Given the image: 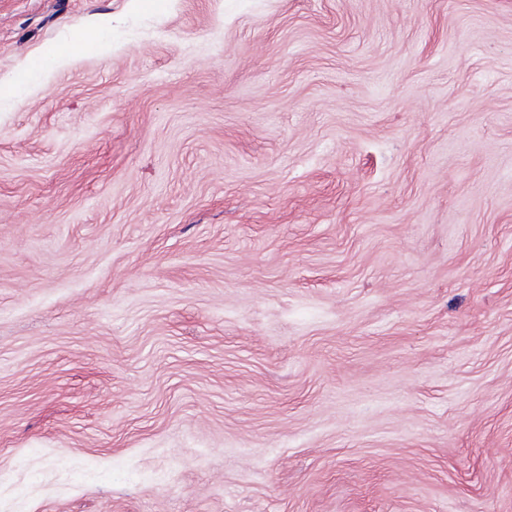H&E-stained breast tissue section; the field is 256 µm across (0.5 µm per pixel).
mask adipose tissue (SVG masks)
Returning a JSON list of instances; mask_svg holds the SVG:
<instances>
[{"mask_svg": "<svg viewBox=\"0 0 512 512\" xmlns=\"http://www.w3.org/2000/svg\"><path fill=\"white\" fill-rule=\"evenodd\" d=\"M108 47V42L86 38L47 46L15 75L7 90L0 91V100L19 102L30 93L32 87L40 84L47 72L53 68L76 56L104 53Z\"/></svg>", "mask_w": 512, "mask_h": 512, "instance_id": "ef3b65f1", "label": "adipose tissue"}]
</instances>
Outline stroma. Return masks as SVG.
<instances>
[{"mask_svg":"<svg viewBox=\"0 0 512 512\" xmlns=\"http://www.w3.org/2000/svg\"><path fill=\"white\" fill-rule=\"evenodd\" d=\"M0 512H512V0H0ZM110 46L108 42L86 38L49 45L15 75L6 91L0 90V100L19 102L30 93L32 87L40 84L47 72L53 68L68 62L72 57L104 53Z\"/></svg>","mask_w":512,"mask_h":512,"instance_id":"stroma-1","label":"stroma"}]
</instances>
